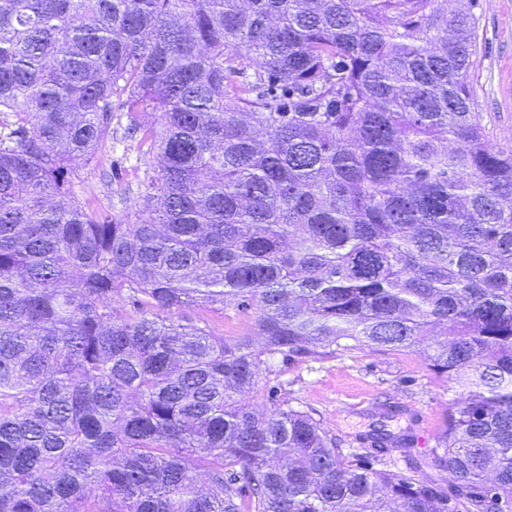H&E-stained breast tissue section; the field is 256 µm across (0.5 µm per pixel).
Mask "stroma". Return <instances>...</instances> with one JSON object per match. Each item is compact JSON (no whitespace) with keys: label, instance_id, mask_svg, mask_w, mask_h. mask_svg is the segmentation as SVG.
<instances>
[{"label":"stroma","instance_id":"35a3bbf8","mask_svg":"<svg viewBox=\"0 0 512 512\" xmlns=\"http://www.w3.org/2000/svg\"><path fill=\"white\" fill-rule=\"evenodd\" d=\"M478 18V48L471 69L473 108L479 112L491 143L512 147V0H474ZM136 151L117 145L100 152L91 166L80 170L73 192L92 194L99 209L117 205L101 173L111 161L135 157ZM292 396L316 408L327 426L347 441L371 430L383 409L403 406L389 420L392 431L410 429L415 459L425 460L440 431L447 404L455 393L447 378L430 369L418 354L391 353L370 347L353 350L323 363L293 367L284 374Z\"/></svg>","mask_w":512,"mask_h":512}]
</instances>
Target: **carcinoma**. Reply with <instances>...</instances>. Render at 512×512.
Returning <instances> with one entry per match:
<instances>
[{
	"instance_id": "obj_1",
	"label": "carcinoma",
	"mask_w": 512,
	"mask_h": 512,
	"mask_svg": "<svg viewBox=\"0 0 512 512\" xmlns=\"http://www.w3.org/2000/svg\"><path fill=\"white\" fill-rule=\"evenodd\" d=\"M439 2L0 0V512L512 509V150ZM119 132L115 216L70 185ZM364 347L453 384L440 476L280 397ZM183 316L194 317L200 315L204 317L213 327L216 334H224L236 326L246 325L250 328L253 321H248L243 316H238L231 307L211 306L206 309L192 307L183 311Z\"/></svg>"
}]
</instances>
